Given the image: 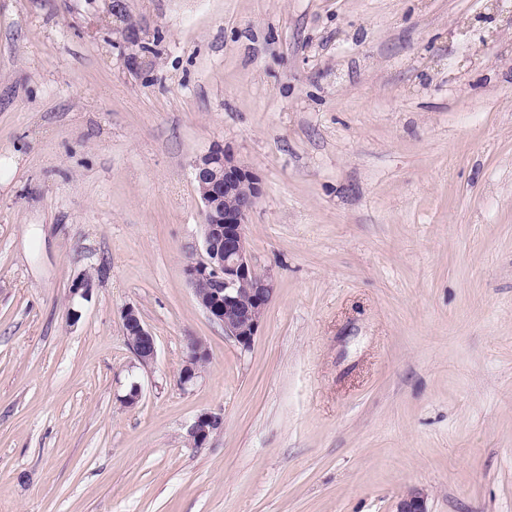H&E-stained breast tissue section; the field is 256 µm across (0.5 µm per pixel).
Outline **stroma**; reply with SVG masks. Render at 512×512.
Instances as JSON below:
<instances>
[{
  "instance_id": "1",
  "label": "stroma",
  "mask_w": 512,
  "mask_h": 512,
  "mask_svg": "<svg viewBox=\"0 0 512 512\" xmlns=\"http://www.w3.org/2000/svg\"><path fill=\"white\" fill-rule=\"evenodd\" d=\"M224 145L263 179L277 281L247 350L184 271L194 163ZM202 411L224 428L194 448ZM411 489L512 512V0H0V512ZM123 329L127 342L138 363L143 367L152 365L157 357L155 337L144 324L134 306H126L121 312ZM208 356L204 344L196 338H188L185 347L184 363L182 365L179 380L182 386L194 383L199 375V366Z\"/></svg>"
}]
</instances>
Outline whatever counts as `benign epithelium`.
Listing matches in <instances>:
<instances>
[{"label": "benign epithelium", "mask_w": 512, "mask_h": 512, "mask_svg": "<svg viewBox=\"0 0 512 512\" xmlns=\"http://www.w3.org/2000/svg\"><path fill=\"white\" fill-rule=\"evenodd\" d=\"M194 180L203 204L200 256L190 258L185 272L196 302L207 317L224 327V335L243 349L251 348L265 312L276 293L271 273L261 272L249 250L247 223L264 193L259 174L228 148H213L194 164ZM209 283L206 291L200 284ZM127 342L138 363L152 365L157 357L155 337L137 308L121 312ZM208 356L204 344L188 338L179 380L187 386L199 375ZM224 426L212 411L198 413L186 430L194 445H206ZM396 512H428L425 495L413 490L400 499Z\"/></svg>", "instance_id": "1"}]
</instances>
